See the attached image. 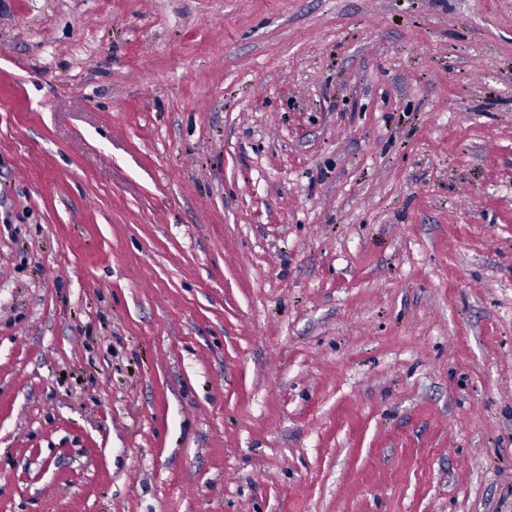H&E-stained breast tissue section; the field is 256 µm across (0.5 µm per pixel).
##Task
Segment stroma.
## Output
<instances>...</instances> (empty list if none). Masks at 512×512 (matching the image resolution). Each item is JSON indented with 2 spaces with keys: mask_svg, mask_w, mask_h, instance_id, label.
<instances>
[{
  "mask_svg": "<svg viewBox=\"0 0 512 512\" xmlns=\"http://www.w3.org/2000/svg\"><path fill=\"white\" fill-rule=\"evenodd\" d=\"M0 512H512V0H0Z\"/></svg>",
  "mask_w": 512,
  "mask_h": 512,
  "instance_id": "1",
  "label": "stroma"
}]
</instances>
